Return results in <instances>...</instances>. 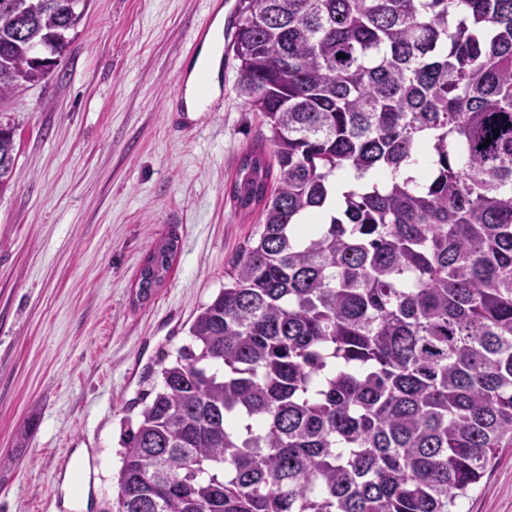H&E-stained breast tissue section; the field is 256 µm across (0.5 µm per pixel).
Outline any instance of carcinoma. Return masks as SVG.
<instances>
[{
    "mask_svg": "<svg viewBox=\"0 0 512 512\" xmlns=\"http://www.w3.org/2000/svg\"><path fill=\"white\" fill-rule=\"evenodd\" d=\"M81 2L0 0L1 100ZM232 50L278 174L239 164L258 238L121 437L115 512H458L512 447V0H240ZM15 160L0 125V197Z\"/></svg>",
    "mask_w": 512,
    "mask_h": 512,
    "instance_id": "carcinoma-1",
    "label": "carcinoma"
}]
</instances>
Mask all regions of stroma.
<instances>
[{
	"label": "stroma",
	"instance_id": "obj_1",
	"mask_svg": "<svg viewBox=\"0 0 512 512\" xmlns=\"http://www.w3.org/2000/svg\"><path fill=\"white\" fill-rule=\"evenodd\" d=\"M86 0L52 75L0 100L16 161L0 197V512H43L58 460L97 451L100 502L115 503L121 436L136 427L135 371L191 344L194 313L259 227L227 190L242 156L275 147L227 56L216 108L174 122L176 76L196 28L239 0ZM176 237L162 284L139 295L148 257ZM462 512H512V448Z\"/></svg>",
	"mask_w": 512,
	"mask_h": 512
}]
</instances>
